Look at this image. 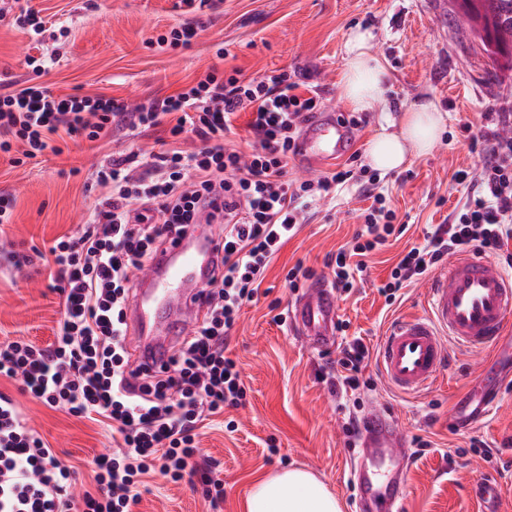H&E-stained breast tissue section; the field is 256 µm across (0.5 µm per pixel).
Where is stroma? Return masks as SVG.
Segmentation results:
<instances>
[{
    "label": "stroma",
    "instance_id": "stroma-1",
    "mask_svg": "<svg viewBox=\"0 0 512 512\" xmlns=\"http://www.w3.org/2000/svg\"><path fill=\"white\" fill-rule=\"evenodd\" d=\"M31 5L62 30L46 39L37 73L25 62L30 34L11 17L0 18V80L18 88L38 83L62 97L102 96L130 109L189 88L210 71L237 69L253 78L285 69L303 76L323 109L344 113V40L352 29L370 30L388 71L390 106L427 98L447 112L448 121L429 153L380 174L386 204L406 230L369 258L364 282L341 301L339 315L348 323L346 337H362L373 351L392 322L426 314L430 276L404 288L390 306L377 288L389 280L398 254L422 241L428 225L447 223L461 200L453 174L475 169L482 149L478 137L496 127L499 111L512 113V64L490 58L479 39L459 26L453 9L437 0H219L198 15L186 12L180 0H31ZM196 20L204 27L189 47L153 46L154 38ZM166 137L161 127L135 135L116 126L95 142L54 139L53 150L21 167L0 157V194L15 199L10 222L0 224V344L24 340L47 346L62 314L48 269L37 259L15 267L11 251L33 255L74 233L101 197L93 166L112 153L142 160L159 151ZM370 204L352 186L312 209L272 260L262 283L266 296L243 307L227 353L242 368L246 404L206 421L197 437L201 456L218 462L224 482V501L216 512H244L257 477L290 467L310 470L340 501L342 512H357L343 415L317 379L338 352L307 348L289 325L274 321L269 305L290 301L285 275L296 263L329 277L327 255L351 240ZM480 369L473 352L452 347L440 384L403 395L386 383L377 361H370L366 373L375 385L362 393L364 407L381 404L401 423L408 441L422 437L433 443L412 459L404 512H478L474 484L482 479L497 483L499 512H512V383L486 418L470 422L472 407L464 397ZM0 391L13 396L30 426L72 467L76 491H95L96 460L116 446L111 428L44 406L17 382L0 379ZM229 420L235 423L231 432L225 428ZM272 443L277 453L269 452ZM131 512L215 511L199 477L173 482L157 475Z\"/></svg>",
    "mask_w": 512,
    "mask_h": 512
}]
</instances>
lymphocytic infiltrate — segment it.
<instances>
[{"label":"lymphocytic infiltrate","mask_w":512,"mask_h":512,"mask_svg":"<svg viewBox=\"0 0 512 512\" xmlns=\"http://www.w3.org/2000/svg\"><path fill=\"white\" fill-rule=\"evenodd\" d=\"M320 106L318 96L303 92L284 69L248 80L211 71L133 112L109 98L58 97L37 85L0 95V153L14 166L50 149L54 135L94 141L116 125L132 131L163 125L174 142L190 133L201 143L195 151L174 146L155 153L139 173L126 158L107 157L92 174L103 190L98 204L74 234L49 247L62 298L55 339L45 347L0 344V377L21 380L48 407L110 421L119 441L97 462L100 496L75 497L69 467L28 426L14 399L0 392V512H129L138 485L154 471L174 481L201 476L206 498L222 501L221 479L197 461V430L246 400L241 370L226 350L273 256L296 235L308 209L353 182L373 204L352 241L326 261L339 295L353 292L366 257L396 233L379 181L363 177L357 155L317 179L289 178L300 127ZM241 112L251 115L246 154L224 142ZM482 138L480 167L453 176L466 193L462 206L451 222L430 225L400 256L379 289L386 304L448 256L472 250L497 256L512 241V139L491 130ZM208 212L222 226L223 254L204 285L195 327L178 337L160 370L132 367V276ZM369 358L355 337L342 345L335 367L318 375L336 395L352 439L359 393L373 385L365 376Z\"/></svg>","instance_id":"1"}]
</instances>
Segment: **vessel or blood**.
I'll return each mask as SVG.
<instances>
[{"instance_id": "vessel-or-blood-1", "label": "vessel or blood", "mask_w": 512, "mask_h": 512, "mask_svg": "<svg viewBox=\"0 0 512 512\" xmlns=\"http://www.w3.org/2000/svg\"><path fill=\"white\" fill-rule=\"evenodd\" d=\"M355 131L339 112H319L304 124L296 158L319 170L347 156ZM222 243L208 235L172 245L139 277L133 304L138 332L163 341L178 335L201 302L200 291ZM430 310L391 324L377 349L388 385L412 395L436 382L450 359L449 341L489 349L487 368L468 390L480 407L496 403L500 384L498 360L505 355V335L512 331V276L480 252L446 262L427 291ZM339 298L328 281L316 278L288 303L291 330L314 350L334 347L338 334ZM359 450L350 462L349 479L357 491L358 512H401L408 487L411 455L405 435L384 408L361 418Z\"/></svg>"}]
</instances>
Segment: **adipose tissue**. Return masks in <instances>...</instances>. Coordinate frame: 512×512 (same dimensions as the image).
Segmentation results:
<instances>
[{
    "label": "adipose tissue",
    "mask_w": 512,
    "mask_h": 512,
    "mask_svg": "<svg viewBox=\"0 0 512 512\" xmlns=\"http://www.w3.org/2000/svg\"><path fill=\"white\" fill-rule=\"evenodd\" d=\"M369 31L354 29L344 44L340 93L352 111L372 112L388 99V74L372 45ZM445 112L431 100L403 108L398 129L376 136L366 160L377 170L403 167L411 157L427 153L445 124ZM246 512H341L340 504L311 472L290 468L255 481Z\"/></svg>",
    "instance_id": "adipose-tissue-1"
}]
</instances>
